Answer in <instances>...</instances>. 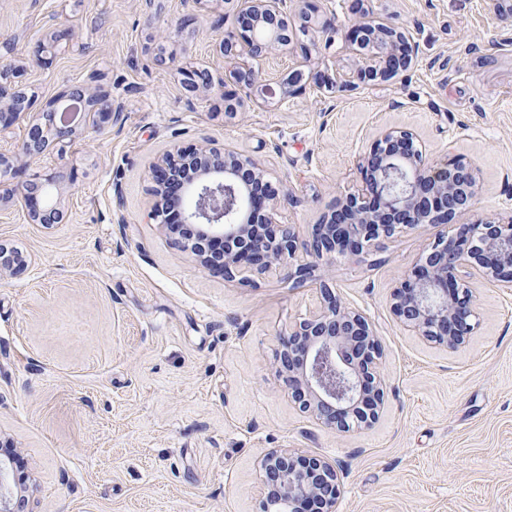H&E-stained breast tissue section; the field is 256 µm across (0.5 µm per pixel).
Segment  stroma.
<instances>
[{"label": "stroma", "instance_id": "35a3bbf8", "mask_svg": "<svg viewBox=\"0 0 512 512\" xmlns=\"http://www.w3.org/2000/svg\"><path fill=\"white\" fill-rule=\"evenodd\" d=\"M364 7L398 16L414 65L350 92L317 87L355 62L343 9L334 38L309 32L263 63L275 81L304 62L305 89L283 101L229 77L223 0H0V68L32 99L0 131V152L16 157L0 185L49 180L64 214L34 224L22 200L0 202V244L30 258L0 278V445L23 459L25 512H260L256 461L270 448L338 460L336 512H512V294L476 284L478 327L446 351L390 310L429 231L331 265L330 286L376 324L387 380L379 421L339 436L298 410L276 370L279 338L315 306L318 281H224L154 217L149 163L208 140L291 184L276 218L308 231L352 188L358 154L403 127L431 160L476 166L474 218L511 219L512 27L488 0ZM53 37V57L37 64ZM188 70L207 88L189 90ZM77 87L109 94L111 123L86 114L74 140L23 155L28 128ZM228 95L243 101L232 120Z\"/></svg>", "mask_w": 512, "mask_h": 512}]
</instances>
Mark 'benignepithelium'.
I'll return each mask as SVG.
<instances>
[{"label":"benign epithelium","mask_w":512,"mask_h":512,"mask_svg":"<svg viewBox=\"0 0 512 512\" xmlns=\"http://www.w3.org/2000/svg\"><path fill=\"white\" fill-rule=\"evenodd\" d=\"M232 1L237 2L235 22L219 44L230 64L241 57L263 63L278 47L307 35L318 13L312 3L292 16L287 0H226ZM351 2L355 19L349 48L359 59L355 68L324 79L329 90L391 79L413 60L404 27L391 17L369 16L361 0ZM489 2L495 18L511 25L512 0ZM232 77L249 91L258 71L237 67ZM304 85L305 72L293 68L277 88L267 86L265 92L284 100ZM65 98L98 114L102 123L112 121V99L101 90H73ZM30 104L25 91L0 83V127L12 124ZM75 134L76 127L65 121L46 129L35 125L23 150L39 154ZM356 172L354 190L301 238L295 225L273 218L280 189L256 163L232 151L201 146L190 155L177 149L149 166L155 191L179 197L173 216L156 203L159 223L198 231L200 237L184 239L182 248L202 270L226 281L250 283L276 267L300 286L313 277L318 260L356 256L408 228L436 229L434 240L394 288L391 310L403 329L430 343L447 350L464 345L475 330L476 297L462 276L512 292V224L494 217L466 220L477 196L476 168L461 158L428 166L426 149L408 129L383 131L359 156ZM12 193L25 200L32 223L62 220L47 185L31 181ZM27 265L21 253L0 245V277ZM321 293L320 309L280 338L278 373L299 409L321 424L343 433L369 428L385 404L380 343L364 312L345 306L327 285ZM14 465L15 455L0 454V512H19L25 505L24 479L14 477ZM258 473L265 490L261 512H336L342 474L337 461L271 448L259 460Z\"/></svg>","instance_id":"1"}]
</instances>
